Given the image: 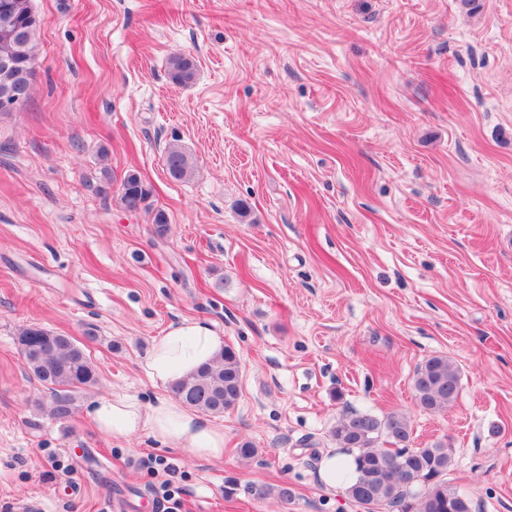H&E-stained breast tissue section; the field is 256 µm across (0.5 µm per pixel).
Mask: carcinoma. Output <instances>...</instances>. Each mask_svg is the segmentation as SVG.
Segmentation results:
<instances>
[{"instance_id":"carcinoma-1","label":"carcinoma","mask_w":512,"mask_h":512,"mask_svg":"<svg viewBox=\"0 0 512 512\" xmlns=\"http://www.w3.org/2000/svg\"><path fill=\"white\" fill-rule=\"evenodd\" d=\"M32 0H0V99L9 98L17 106L30 97L38 55L37 33L41 20ZM196 63L190 56L169 58V76L178 85L190 84ZM165 167L174 181H184L194 173L191 158L177 143L165 150ZM120 200L130 211L148 210L150 189L132 171L120 180ZM19 353L30 377L46 389L50 414L69 417L82 392L98 382L96 369L84 347L71 336L29 326L18 335ZM412 388L419 407L441 412L457 398L460 374L444 356H432L417 369ZM172 391L185 405L211 414L235 407L242 394L241 365L235 350L224 346L211 363L176 381ZM332 436L351 457L348 498L364 512H380L387 507L397 512H471L470 498L448 489L444 476L452 458L447 445L411 448L410 428L405 417L391 414L383 419L366 412H349L336 421ZM386 438L389 447L379 445ZM258 499L271 496L281 501L291 497L283 486L247 485Z\"/></svg>"}]
</instances>
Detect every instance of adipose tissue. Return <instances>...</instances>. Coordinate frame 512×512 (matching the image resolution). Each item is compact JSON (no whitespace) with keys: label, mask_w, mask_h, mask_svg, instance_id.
<instances>
[{"label":"adipose tissue","mask_w":512,"mask_h":512,"mask_svg":"<svg viewBox=\"0 0 512 512\" xmlns=\"http://www.w3.org/2000/svg\"><path fill=\"white\" fill-rule=\"evenodd\" d=\"M222 348L221 337L202 322L173 324L154 339L143 369L152 382L166 386L214 360ZM90 417L100 433L119 443L145 432L160 445L202 459L224 457L223 427L168 396L146 406L125 396H103L93 402Z\"/></svg>","instance_id":"adipose-tissue-1"}]
</instances>
